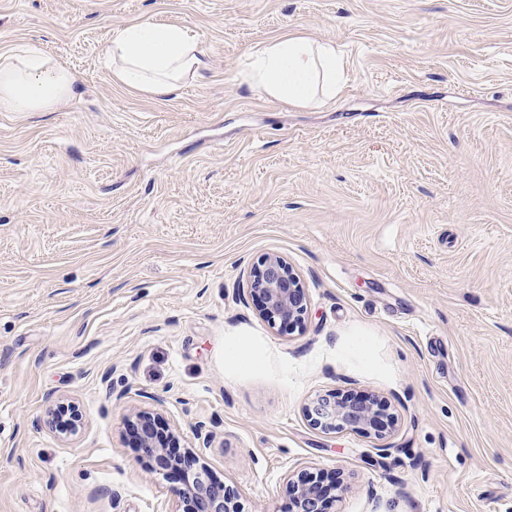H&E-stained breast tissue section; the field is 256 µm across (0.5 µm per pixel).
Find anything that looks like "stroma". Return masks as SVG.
<instances>
[{"instance_id": "35a3bbf8", "label": "stroma", "mask_w": 512, "mask_h": 512, "mask_svg": "<svg viewBox=\"0 0 512 512\" xmlns=\"http://www.w3.org/2000/svg\"><path fill=\"white\" fill-rule=\"evenodd\" d=\"M132 20L198 33L199 76L113 79ZM293 32L346 54L335 101L242 81ZM22 42L81 93L0 112V512H182L135 409L183 447L213 424L201 461L243 512H288L300 472L335 481L330 512H512V0H0V53ZM272 253L303 334L243 293ZM327 394L386 400L388 450L310 426ZM224 363L232 368H249L254 363L253 350L248 344L236 345L224 352Z\"/></svg>"}]
</instances>
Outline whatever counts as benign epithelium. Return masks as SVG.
Returning <instances> with one entry per match:
<instances>
[{"mask_svg": "<svg viewBox=\"0 0 512 512\" xmlns=\"http://www.w3.org/2000/svg\"><path fill=\"white\" fill-rule=\"evenodd\" d=\"M248 293L258 303L260 315L268 324L288 334L305 330L308 309L305 287L284 257L277 254L262 257L250 271ZM304 412L316 428L362 429L378 440L386 438L384 421L392 419L389 406L379 397L318 396L309 401ZM48 418L51 423L61 424L67 432L76 431L80 422L74 408L61 404L48 412ZM125 425L136 436L141 455L154 463L153 471L179 480L176 493L185 503L186 512H242L232 489L213 482L204 467L195 466L200 448L208 447L212 437L205 425L199 424L195 429V437L202 441V447H192L182 456L169 451L173 436L160 427L156 413L140 410L127 418ZM288 484L289 512H328L336 498V485H326L311 474L293 475Z\"/></svg>", "mask_w": 512, "mask_h": 512, "instance_id": "1", "label": "benign epithelium"}]
</instances>
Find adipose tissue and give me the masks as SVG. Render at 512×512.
Masks as SVG:
<instances>
[{"label": "adipose tissue", "instance_id": "1", "mask_svg": "<svg viewBox=\"0 0 512 512\" xmlns=\"http://www.w3.org/2000/svg\"><path fill=\"white\" fill-rule=\"evenodd\" d=\"M204 55L188 27L144 20L113 30L103 64L117 81L163 98L199 72ZM248 77L269 97L294 107L333 100L347 81L335 43L296 33L251 52ZM78 92L76 74L37 45L23 43L0 55V112H51Z\"/></svg>", "mask_w": 512, "mask_h": 512}]
</instances>
